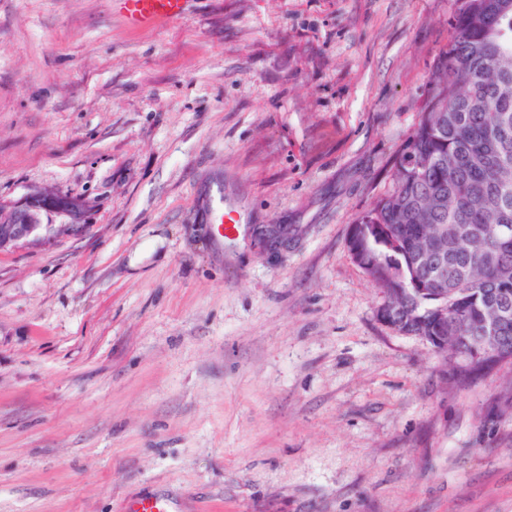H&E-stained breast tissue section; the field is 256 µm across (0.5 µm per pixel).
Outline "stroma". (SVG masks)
Listing matches in <instances>:
<instances>
[{"instance_id": "obj_1", "label": "stroma", "mask_w": 512, "mask_h": 512, "mask_svg": "<svg viewBox=\"0 0 512 512\" xmlns=\"http://www.w3.org/2000/svg\"><path fill=\"white\" fill-rule=\"evenodd\" d=\"M455 9L0 0V204L82 207L0 250V512H512V366L390 328L347 249ZM126 21L133 26H148L158 21L181 17L189 0H118Z\"/></svg>"}]
</instances>
